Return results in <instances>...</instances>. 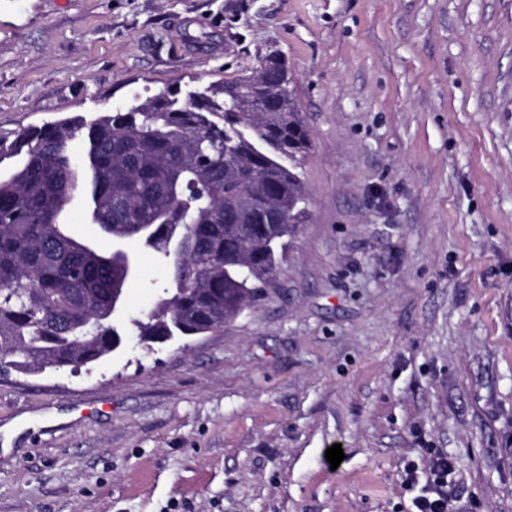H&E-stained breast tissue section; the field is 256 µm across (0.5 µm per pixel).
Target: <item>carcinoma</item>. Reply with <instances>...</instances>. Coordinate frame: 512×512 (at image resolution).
<instances>
[{
	"label": "carcinoma",
	"instance_id": "obj_1",
	"mask_svg": "<svg viewBox=\"0 0 512 512\" xmlns=\"http://www.w3.org/2000/svg\"><path fill=\"white\" fill-rule=\"evenodd\" d=\"M291 83L286 60L267 54L234 81L0 133V367H82L124 343L112 295H124L130 254L108 256L70 232L76 194L91 223L166 265L162 295L130 322L141 340L215 332L239 316L307 218L311 133Z\"/></svg>",
	"mask_w": 512,
	"mask_h": 512
}]
</instances>
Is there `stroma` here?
<instances>
[{"label":"stroma","mask_w":512,"mask_h":512,"mask_svg":"<svg viewBox=\"0 0 512 512\" xmlns=\"http://www.w3.org/2000/svg\"><path fill=\"white\" fill-rule=\"evenodd\" d=\"M271 52L308 221L222 329L1 375L0 512H415L430 450L512 512V0H0V132ZM127 248L125 324L167 281Z\"/></svg>","instance_id":"obj_1"}]
</instances>
